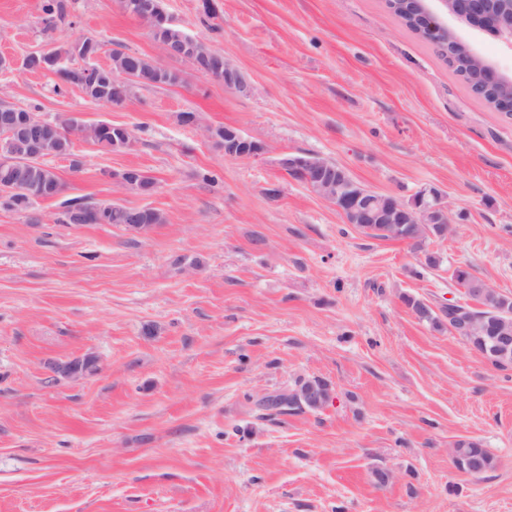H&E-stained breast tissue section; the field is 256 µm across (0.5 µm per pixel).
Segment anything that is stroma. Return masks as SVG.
I'll use <instances>...</instances> for the list:
<instances>
[{"label": "stroma", "mask_w": 512, "mask_h": 512, "mask_svg": "<svg viewBox=\"0 0 512 512\" xmlns=\"http://www.w3.org/2000/svg\"><path fill=\"white\" fill-rule=\"evenodd\" d=\"M40 3L0 0V56L88 36L99 64L132 52L183 80L105 107L56 95L53 75L0 72V91L44 118L133 131L123 152L77 138L49 158L67 196L166 217L136 232L58 223L54 199L0 207V512H512V370L402 300H464L458 267L512 295V118L385 0H164L250 95L169 58L118 0H70L49 34ZM209 126L264 151L225 157ZM289 152L381 193L437 188L455 223L421 249L369 237L288 177ZM128 168L155 191L114 181ZM87 357L86 379L50 381L47 363ZM300 377L328 381L332 403L258 408ZM461 440L495 467L458 471Z\"/></svg>", "instance_id": "obj_1"}]
</instances>
